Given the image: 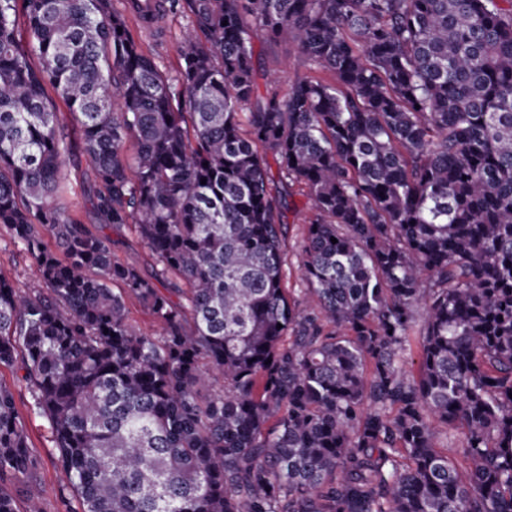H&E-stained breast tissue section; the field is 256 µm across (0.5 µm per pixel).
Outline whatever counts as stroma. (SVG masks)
<instances>
[{"mask_svg": "<svg viewBox=\"0 0 512 512\" xmlns=\"http://www.w3.org/2000/svg\"><path fill=\"white\" fill-rule=\"evenodd\" d=\"M129 27L142 49L152 54L159 68L170 77L179 69L178 46L183 36L193 29L188 14H169L164 22L163 36L142 29L137 22ZM255 67L259 93L274 88L287 92L292 81L308 75L309 65L304 56L288 44L268 47L263 38L254 42ZM62 176L73 187L72 192L57 198V206L65 208L76 219L92 224L96 216L84 187L95 180L90 163L81 156H65ZM312 215L304 191H294L290 208L285 212L284 250L287 258L286 286L292 295H299L303 283L300 279L299 263L306 224ZM111 249L117 261L138 267L142 272H151L155 260L151 251L138 235L133 225L110 230ZM0 275L13 287L25 289L37 283L39 272L36 263L25 256L13 244L9 235L0 228ZM17 369L0 367V382L9 385L14 393L17 407L22 415L28 436L30 450L37 465L29 478L21 484L5 483L4 488L16 501L18 512H26L29 502H38L41 512H80L81 503L77 493L67 490L65 475L58 464L57 452L53 446L48 420L34 407L25 384L18 379Z\"/></svg>", "mask_w": 512, "mask_h": 512, "instance_id": "stroma-1", "label": "stroma"}]
</instances>
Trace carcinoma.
Returning a JSON list of instances; mask_svg holds the SVG:
<instances>
[{"instance_id":"1","label":"carcinoma","mask_w":512,"mask_h":512,"mask_svg":"<svg viewBox=\"0 0 512 512\" xmlns=\"http://www.w3.org/2000/svg\"><path fill=\"white\" fill-rule=\"evenodd\" d=\"M178 9L205 42L171 78L128 15ZM259 32L316 75L259 94ZM58 100L93 228L52 204ZM125 224L148 276L112 260ZM0 227L41 282L0 275V367L21 362L81 512H512V0H0ZM35 466L0 383V482ZM290 208L285 210L286 224L284 233V250L287 258L286 288L290 289L292 295L297 297L300 294V288H305V284L300 279L299 263L300 252L303 237L306 232V224L313 212L310 209L305 191H301L298 186L294 187V193L289 198ZM111 238L112 256L117 261L138 267L144 273H150L155 260L151 251L138 235L132 224L120 229L106 230ZM127 306L130 310V316L138 328L145 333L158 336L159 326L134 298H127Z\"/></svg>"}]
</instances>
